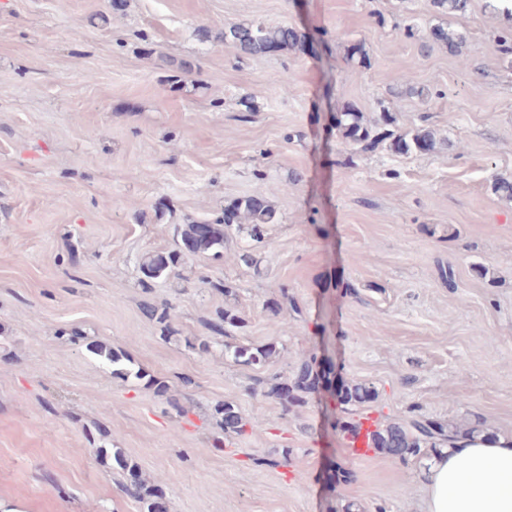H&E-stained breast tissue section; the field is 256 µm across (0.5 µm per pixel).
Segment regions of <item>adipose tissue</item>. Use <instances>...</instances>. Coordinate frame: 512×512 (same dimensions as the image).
<instances>
[{
  "mask_svg": "<svg viewBox=\"0 0 512 512\" xmlns=\"http://www.w3.org/2000/svg\"><path fill=\"white\" fill-rule=\"evenodd\" d=\"M424 512H512V436H467L423 459Z\"/></svg>",
  "mask_w": 512,
  "mask_h": 512,
  "instance_id": "ef3b65f1",
  "label": "adipose tissue"
}]
</instances>
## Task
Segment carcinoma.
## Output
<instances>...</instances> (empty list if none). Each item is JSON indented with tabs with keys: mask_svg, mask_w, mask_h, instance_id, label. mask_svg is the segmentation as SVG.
I'll use <instances>...</instances> for the list:
<instances>
[{
	"mask_svg": "<svg viewBox=\"0 0 512 512\" xmlns=\"http://www.w3.org/2000/svg\"><path fill=\"white\" fill-rule=\"evenodd\" d=\"M217 38L231 46L240 55L256 56L271 52H284L303 47L306 36L295 27L288 25H269L265 23H233L224 27ZM431 39L435 42L456 47L464 40L462 34L435 27L431 30ZM336 129L349 142L366 149L382 142H389V149L396 154H430L437 148L434 133L421 127L413 132H401L397 128V117L392 112L381 113L377 130L373 131L362 123L361 113L346 106L336 113ZM277 221L274 208L261 196L252 195L234 202L224 210V216L215 221L197 224H185L179 232L180 239L176 248L165 253H152L144 256L140 262L144 287L150 282L169 276L186 256L212 255L223 253L224 240L228 230L235 224L246 222L251 225L252 241L261 244L265 239V227ZM142 312L149 319L162 325L163 330L171 331V306H157L152 302L142 303ZM244 327V320L230 307L219 308L204 325L207 336H197L191 347L202 352L219 343L226 336L228 328ZM87 350L100 361L112 366V374L125 379L146 380V386L154 389L159 396L167 394L168 385L154 377H147L142 369H134L131 361L121 352L99 340L84 337ZM279 354L275 343L260 347L250 345L224 344V355L233 362L250 367H261ZM317 357L304 360L294 371L293 376L269 387L264 395L277 399L284 412L305 405L307 395L319 387L333 388V395L344 419L339 421V430L343 435L355 434L360 422L354 419L359 409L376 398L374 386L369 383L342 381L336 385V379L323 376L318 370ZM217 424L224 436H241L249 421L236 405L222 402L214 407ZM488 433V428L477 421L475 423L454 424L432 419L420 412H412L405 419H393L386 423H375V430L369 433V447L382 453L407 460L425 458L428 452L448 445L463 435ZM116 463L125 474L122 490L129 497L143 505V512H166L164 495L159 488L149 484L138 468L126 460L116 458Z\"/></svg>",
	"mask_w": 512,
	"mask_h": 512,
	"instance_id": "carcinoma-1",
	"label": "carcinoma"
}]
</instances>
